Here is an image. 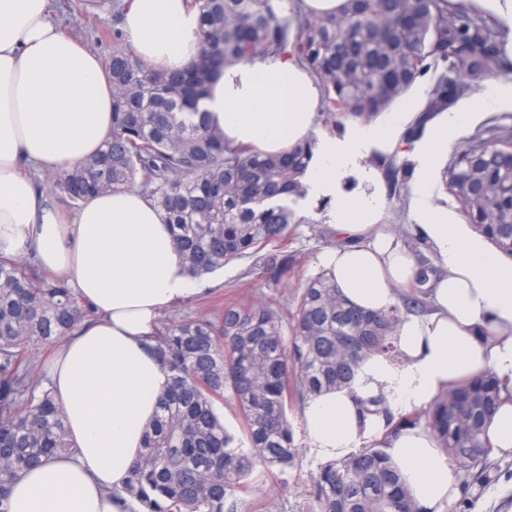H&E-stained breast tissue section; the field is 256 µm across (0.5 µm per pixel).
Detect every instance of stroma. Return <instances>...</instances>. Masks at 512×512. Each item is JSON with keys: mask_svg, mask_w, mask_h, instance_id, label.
<instances>
[{"mask_svg": "<svg viewBox=\"0 0 512 512\" xmlns=\"http://www.w3.org/2000/svg\"><path fill=\"white\" fill-rule=\"evenodd\" d=\"M301 223L291 225L286 253L292 265L287 278L276 279L258 256L232 261L201 278V293L178 306L164 311L159 321L168 323L205 313L215 316L225 302L261 297L272 303L282 317H289L307 278L318 272V256L334 246L325 220L333 203L311 196L293 205ZM295 433L296 457L292 467L255 473L250 479V502L275 503L277 512H310L309 480L319 460L310 449L308 433L301 409L288 413ZM493 468L488 480L471 482L450 512H512V454H493Z\"/></svg>", "mask_w": 512, "mask_h": 512, "instance_id": "stroma-1", "label": "stroma"}]
</instances>
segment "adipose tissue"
Instances as JSON below:
<instances>
[{
	"label": "adipose tissue",
	"mask_w": 512,
	"mask_h": 512,
	"mask_svg": "<svg viewBox=\"0 0 512 512\" xmlns=\"http://www.w3.org/2000/svg\"><path fill=\"white\" fill-rule=\"evenodd\" d=\"M55 0H0V254L34 252L48 273L68 276L98 318L66 338L46 364L73 456L54 458L10 488L9 512H124L107 489L128 479L168 377L145 338L162 310L196 291L163 211L140 191L103 193L68 210L41 192L31 168L73 166L101 151L112 129V83L98 55L53 22ZM200 15L192 0H131L123 30L150 64L181 68L195 55ZM318 83L296 59L279 56L225 70L202 104L236 144L264 152L316 137ZM410 109L322 137L309 174L311 195L335 197L328 221L337 243L320 261L352 305L372 312L398 303L416 283L421 254L436 270L426 312L402 316L401 365L360 362L349 387L311 397L304 419L313 452L345 457L385 440L421 512H449L461 496L446 453L429 430L389 432L366 410L384 399L391 414L429 406L443 392L490 370L512 384V264L454 211L434 203L439 158L467 120L441 112L418 139ZM411 161V201L421 252L384 230L386 182L376 162ZM355 175L358 187L341 181ZM388 413V414H389Z\"/></svg>",
	"instance_id": "obj_1"
}]
</instances>
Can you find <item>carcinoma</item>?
<instances>
[{
    "instance_id": "1",
    "label": "carcinoma",
    "mask_w": 512,
    "mask_h": 512,
    "mask_svg": "<svg viewBox=\"0 0 512 512\" xmlns=\"http://www.w3.org/2000/svg\"><path fill=\"white\" fill-rule=\"evenodd\" d=\"M200 50L176 70L147 66L128 44L121 0L67 5L97 25L115 17L105 68L112 79V130L101 153L55 171L48 193L81 206L103 192L138 189L164 212L179 258L194 279L225 264L288 245L301 223L290 203L307 195L304 179L315 139L278 153L232 146L201 103L224 68L290 55L320 83L323 116L369 121L433 79L418 121L420 135L436 114L512 74L499 23L453 0H346L334 14H303L297 0H193ZM390 197L408 194L409 165L382 160ZM447 192L475 232L512 259V123L496 117L468 137L442 171ZM95 310L68 280L39 271L33 259L0 256V512L8 488L26 471L70 455L63 410L52 391L33 384L32 351L63 341ZM400 309L366 312L349 304L325 271L299 294L290 336L262 300L224 305L217 321L203 315L158 329L148 348L168 375L159 412L119 496L131 512H251L247 480L256 471L292 465L296 446L288 410L351 384L371 355L402 356ZM506 389L491 372L455 386L432 404L394 420L393 430L420 424L445 449L455 473L488 478L493 448L485 427ZM231 393L246 442L224 428L215 402ZM311 512H421L387 449L372 440L310 477Z\"/></svg>"
}]
</instances>
